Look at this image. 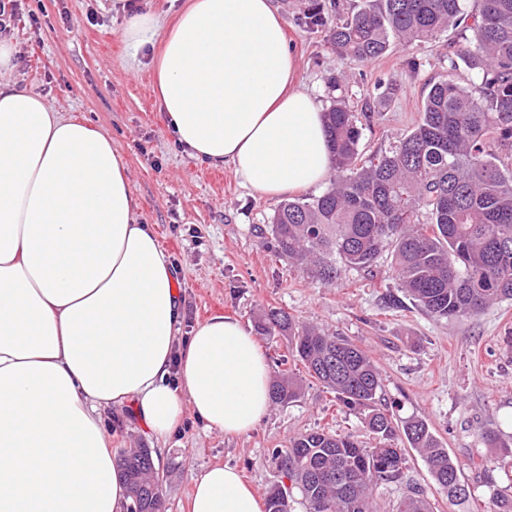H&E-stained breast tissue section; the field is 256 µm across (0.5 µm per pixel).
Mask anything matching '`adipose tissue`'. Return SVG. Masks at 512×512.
<instances>
[{"label":"adipose tissue","instance_id":"1","mask_svg":"<svg viewBox=\"0 0 512 512\" xmlns=\"http://www.w3.org/2000/svg\"><path fill=\"white\" fill-rule=\"evenodd\" d=\"M158 33L156 97L190 156L269 199L324 181V114L271 0H186L166 27L132 15L123 37ZM16 54L0 41V512H127L102 410L132 404L161 439L188 410L243 436L270 407V370L237 319L179 339L171 257L110 135L12 81ZM192 486L189 512H263L234 467Z\"/></svg>","mask_w":512,"mask_h":512}]
</instances>
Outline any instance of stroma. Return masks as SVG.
Returning <instances> with one entry per match:
<instances>
[{"label":"stroma","mask_w":512,"mask_h":512,"mask_svg":"<svg viewBox=\"0 0 512 512\" xmlns=\"http://www.w3.org/2000/svg\"><path fill=\"white\" fill-rule=\"evenodd\" d=\"M361 0H272L287 22L286 35L298 61L297 79L328 109L343 97L355 113L373 118L363 131L365 154L385 153L420 118L426 82L448 70V34L433 44H393L381 59L355 63L340 57L323 30L305 16L319 7L328 20L356 10ZM185 0H21L9 39L17 48L12 74L20 86L44 97L58 112L107 132L125 165L144 223L173 258L182 307L181 336L215 315L254 328L263 312L282 309L304 325L342 336L376 364L381 404L396 420L426 421L461 468L474 512H494L496 497L484 486L470 458L510 466L500 449L486 445L481 429L512 444V301L460 320L422 312L399 288L389 255L374 271L341 270L325 285L296 270L260 244L280 202L262 198L230 169H214L176 145L158 110L154 53L145 45L130 56L122 32L131 12L148 11L171 21ZM392 85L388 107H379L374 84ZM303 376L298 401L270 406L247 435L226 437L207 430L185 412L167 442L133 414L131 406L107 409L112 451L151 449L164 492L165 512H187L193 474L214 463L237 468L257 494L281 481L272 459L290 439L319 429L375 443L360 415L337 401L315 379ZM426 491L434 512H458L437 489L423 457L407 449L402 479L379 486L381 512L409 487Z\"/></svg>","instance_id":"stroma-1"}]
</instances>
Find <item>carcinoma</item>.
<instances>
[{"label":"carcinoma","mask_w":512,"mask_h":512,"mask_svg":"<svg viewBox=\"0 0 512 512\" xmlns=\"http://www.w3.org/2000/svg\"><path fill=\"white\" fill-rule=\"evenodd\" d=\"M307 24L327 28L336 53L357 63L383 57L393 40L425 42L459 28L461 41L448 57V73L428 85L419 122L391 151L364 156L355 113L342 99L327 109L336 181L319 197L281 203L262 245L324 285L341 268H372L387 251L399 287L436 319L471 317L512 300V0H477L471 12L463 0H363L330 26L313 9ZM459 61L481 75V97L454 79ZM257 333L286 337L306 374L363 416L376 439L365 448L323 429L292 438L286 450L275 451L290 486L266 490L265 512H290L294 491L306 512H378L374 489L402 478L403 439L426 458L451 501L469 503L471 493L457 494L464 485L460 466L425 421L398 424L378 407L380 374L362 349L277 309L261 316ZM301 389V379L284 370L272 381L271 401L294 403ZM117 463L133 488L129 512L163 507L151 449L122 448ZM473 466L496 492L499 512H512L497 469ZM392 512H433V506L412 487Z\"/></svg>","instance_id":"carcinoma-1"}]
</instances>
